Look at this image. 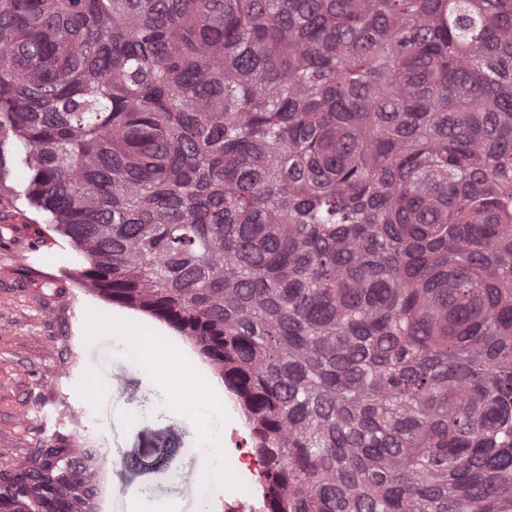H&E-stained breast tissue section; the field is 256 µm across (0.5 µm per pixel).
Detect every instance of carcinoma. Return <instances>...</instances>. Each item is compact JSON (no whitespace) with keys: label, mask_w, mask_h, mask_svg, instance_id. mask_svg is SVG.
<instances>
[{"label":"carcinoma","mask_w":512,"mask_h":512,"mask_svg":"<svg viewBox=\"0 0 512 512\" xmlns=\"http://www.w3.org/2000/svg\"><path fill=\"white\" fill-rule=\"evenodd\" d=\"M232 391L268 512H512V0H0V187ZM63 448L14 512H74Z\"/></svg>","instance_id":"carcinoma-1"}]
</instances>
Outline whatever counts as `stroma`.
<instances>
[{
	"instance_id": "stroma-1",
	"label": "stroma",
	"mask_w": 512,
	"mask_h": 512,
	"mask_svg": "<svg viewBox=\"0 0 512 512\" xmlns=\"http://www.w3.org/2000/svg\"><path fill=\"white\" fill-rule=\"evenodd\" d=\"M28 172L13 164L0 190V492L20 463L38 448H96L107 498L96 512H225V502L254 491L258 474L243 469L231 442L241 423L225 412L216 449L232 481L211 483L206 498L191 493L211 463L197 444L198 424L188 410L163 402L142 366L127 362L110 330L92 331L91 320L111 318L122 305L91 294L79 274L84 261L64 239L42 235L45 218L23 196ZM98 363L112 393L102 401L86 394L83 369ZM166 444L173 468L156 464ZM147 490V501L125 496Z\"/></svg>"
}]
</instances>
